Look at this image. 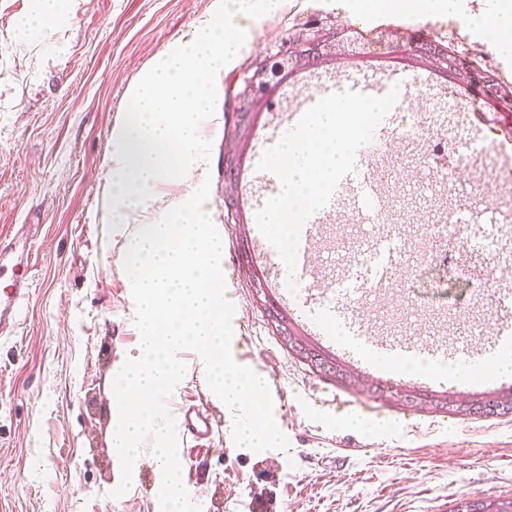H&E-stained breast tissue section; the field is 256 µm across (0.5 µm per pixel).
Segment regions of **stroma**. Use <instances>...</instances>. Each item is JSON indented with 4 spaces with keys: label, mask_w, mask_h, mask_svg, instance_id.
I'll return each instance as SVG.
<instances>
[{
    "label": "stroma",
    "mask_w": 512,
    "mask_h": 512,
    "mask_svg": "<svg viewBox=\"0 0 512 512\" xmlns=\"http://www.w3.org/2000/svg\"><path fill=\"white\" fill-rule=\"evenodd\" d=\"M214 0H71L65 15L30 45L16 48L19 18L36 0H0V247H23L33 275L21 327L0 339V512H160L161 473L138 467L123 496L112 448L108 392L116 364L136 355L139 332L123 254L138 213L109 227L102 222L100 187L111 152L112 126L125 107L127 88L154 58L188 33ZM495 0H458L455 13L382 9L350 12L345 0H289L285 12L256 24L254 39L234 67L217 80L222 93L206 172L207 208L233 254L236 275L225 278L235 306L232 353L262 374L272 391L274 419L288 451L259 453L237 447L233 415L207 384L195 352L179 357L186 373L171 397V414L199 411L218 421L206 439L178 440V456L193 502L202 512H454L466 501L512 497V413L461 416L427 404L446 389L450 398L492 395L499 378L448 383L424 372H370L346 336L326 342L309 325L300 330L317 350L347 365L357 381L343 385L285 347L269 312L284 283L266 279L250 251L249 227L239 203L248 197L255 152L278 114L316 97L324 79L374 80L398 72L432 73L418 42H447L483 70L512 85V54L476 27ZM381 26L367 50L385 63L361 61L358 48L327 43L299 79L271 84L239 116L225 93L256 59L272 56L286 37ZM439 91H412L404 113L419 115L418 141L396 138L377 165L383 207L376 225H395L394 276L356 294L347 286L355 270L350 248L365 226L344 208L317 234L311 272L322 307L353 310L369 337L400 339L463 357L470 345L487 346L497 323L512 320V302L486 310L493 289L512 286V272L490 267L481 275H444L431 267L433 227L456 210L481 213L490 223L498 185L512 155L504 135L511 112H489L481 130L449 127ZM484 151L442 177L428 169L434 148L470 140ZM479 195H472V188ZM418 394L414 404L397 392Z\"/></svg>",
    "instance_id": "1"
}]
</instances>
